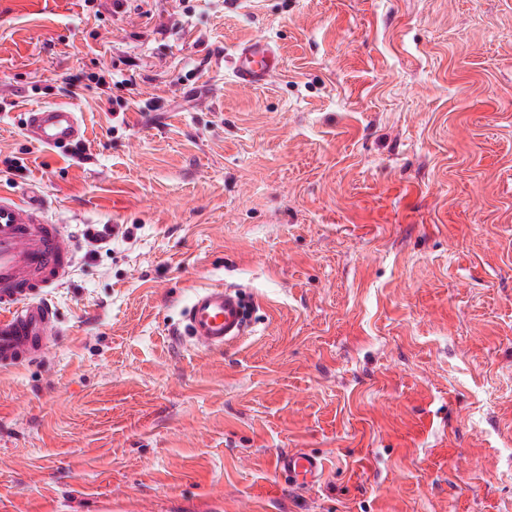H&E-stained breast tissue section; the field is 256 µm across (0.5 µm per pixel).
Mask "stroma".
Returning <instances> with one entry per match:
<instances>
[{"mask_svg":"<svg viewBox=\"0 0 512 512\" xmlns=\"http://www.w3.org/2000/svg\"><path fill=\"white\" fill-rule=\"evenodd\" d=\"M55 104L80 154L27 138ZM31 188L77 249L0 371V512H512V0H0ZM218 284L249 326L207 351L177 332ZM279 65L275 48L264 39H254L236 52L232 76L240 86L260 87L278 71ZM278 467L298 486L314 484L322 471L320 459L303 450H294L281 455L278 459Z\"/></svg>","mask_w":512,"mask_h":512,"instance_id":"obj_1","label":"stroma"}]
</instances>
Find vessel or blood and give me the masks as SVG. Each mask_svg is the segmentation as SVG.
<instances>
[{
	"mask_svg": "<svg viewBox=\"0 0 512 512\" xmlns=\"http://www.w3.org/2000/svg\"><path fill=\"white\" fill-rule=\"evenodd\" d=\"M279 65L275 48L255 39L238 49L232 76L240 86L260 87ZM25 131L37 144L51 149L66 148L81 136L78 117L66 105L31 109ZM74 263L72 238L63 225L49 220L34 193L0 194V368L47 354L57 332V315L46 293L70 276ZM246 330V307L232 286L197 290L184 314L183 333L200 349H223ZM278 467L299 486L314 484L322 471L320 459L303 450L281 455Z\"/></svg>",
	"mask_w": 512,
	"mask_h": 512,
	"instance_id": "obj_1",
	"label": "vessel or blood"
}]
</instances>
